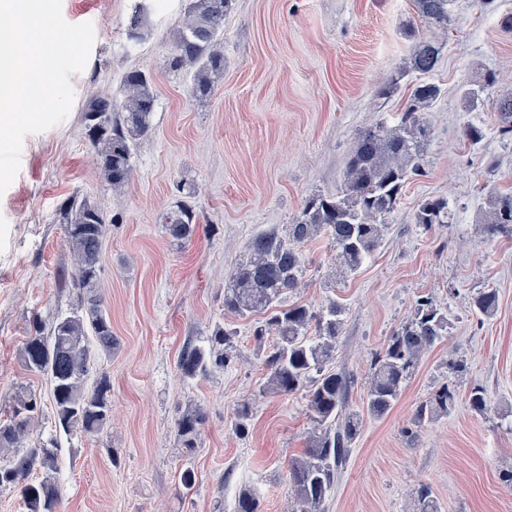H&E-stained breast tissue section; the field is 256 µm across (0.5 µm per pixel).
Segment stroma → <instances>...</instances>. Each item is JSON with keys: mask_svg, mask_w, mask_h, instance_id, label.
I'll return each instance as SVG.
<instances>
[{"mask_svg": "<svg viewBox=\"0 0 512 512\" xmlns=\"http://www.w3.org/2000/svg\"><path fill=\"white\" fill-rule=\"evenodd\" d=\"M136 0H61L71 24L92 23L87 64L71 75L68 117L26 136L19 172L0 195V418L20 384L44 403L34 433L53 427L50 386L26 375L17 352L36 326L78 307L69 286L72 259L62 209L90 199L111 222L103 240L100 283L119 345L101 365L109 376L112 424L98 438L61 436V512H234L239 490H255L263 512H295L287 464L306 448L315 424L304 393H261L266 370L252 336L255 317L224 309V290L257 233L285 232L312 194H332L358 134L393 125L415 84L441 94L424 111L430 137L426 174L411 182L381 246L354 274L342 275L326 236L303 247L305 272L283 304L345 308L332 369L353 375L349 407L362 410L376 355L410 320L419 297L447 309L448 334L422 358L401 397L361 433L325 504L326 512H411L412 493L429 485L440 512H512V235L487 236V200L512 192V135L499 132L495 102L512 96V0H451L448 27L425 23L409 0H235L224 22V73L212 94H191L192 77L164 66L183 22L185 0H145L147 32L127 36ZM442 47L428 75L403 71L413 34ZM153 81L151 132L133 149V177L116 193L102 182L80 123L86 100L117 92L126 72ZM497 83L478 109L462 88L485 71ZM484 130L469 139L470 126ZM191 183L197 230L189 242L165 231L168 210ZM448 202L447 223L414 221L418 203ZM496 289L494 315L474 297ZM236 330L228 367L186 378L178 356L215 325ZM463 363L465 372L451 370ZM456 386L450 414L416 425L419 403L442 383ZM485 390L477 415L465 399ZM249 404L247 435L233 428ZM203 408L194 452L180 448L175 421ZM195 483L184 488L181 474Z\"/></svg>", "mask_w": 512, "mask_h": 512, "instance_id": "35a3bbf8", "label": "stroma"}]
</instances>
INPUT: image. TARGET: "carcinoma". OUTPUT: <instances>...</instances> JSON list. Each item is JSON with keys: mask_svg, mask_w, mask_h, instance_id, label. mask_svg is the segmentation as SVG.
I'll list each match as a JSON object with an SVG mask.
<instances>
[{"mask_svg": "<svg viewBox=\"0 0 512 512\" xmlns=\"http://www.w3.org/2000/svg\"><path fill=\"white\" fill-rule=\"evenodd\" d=\"M418 17L439 25L450 22V0H411ZM234 0H187L184 21L178 30L173 51L166 58L171 72H193L192 95L206 98L224 73V19ZM146 12L135 7L127 25L128 36L143 38ZM440 55L437 44L427 38L414 43L408 70L420 75L434 71ZM496 84V75L487 71L478 85L463 92L465 108L475 110L484 95ZM430 82L415 85L404 111L393 126L384 124L362 131L355 141L343 182L334 194H314L304 203L300 215L288 225V235L275 230L252 237L248 257L240 263L224 291V310L236 316L262 314L253 338L267 370L261 386L264 394L289 395L305 391L315 428L303 452L289 460L288 478L298 506L297 512H325L324 504L336 487L352 445L356 442L364 416L384 417L399 399L407 381L415 373L422 356L448 329V315L429 297L417 300L415 315L390 336L366 381V415L349 408L354 378L329 368L335 359L336 339L344 325V308L334 299L320 309L305 303L279 305L288 291L300 287L303 276L304 244L327 236L336 250V262L357 271L380 245L389 219L397 210L409 181L422 175L423 148L429 127L423 110L439 95ZM155 94L151 79L142 71L127 72L120 100L96 96L83 109L82 120L88 140L97 154L99 177L114 189L126 187L133 174L132 150L152 125ZM118 117H112L113 111ZM500 131L512 134V96L502 98L497 107ZM418 224L448 223V201L428 199L418 205ZM66 242L73 259L71 286L81 295V309L59 313L49 332L38 329L27 337L19 351L22 369L31 376L47 379L54 406L55 433L36 437L30 449L21 450L40 407H28L37 392L30 385L17 388L10 416L0 422V487L21 486L27 512H59L62 495L56 481L59 470V443L56 432L67 436L95 437L112 418L111 384L107 372L99 373L88 386L90 373L101 356H112L116 338L105 310L99 283L102 239L109 221L97 206L84 199L74 200L62 212ZM165 230L177 241H189L196 231V214L179 202L167 213ZM512 231V193L490 197L485 231L489 234ZM496 290L481 292L473 300L483 316L497 307ZM236 332L215 326L200 344L189 342L181 350L178 368L187 378L206 376L213 368L227 365L226 349ZM273 344L265 346L267 337ZM457 390L443 383L417 406L414 422L421 426L450 414L457 404ZM468 408L482 414L487 402L484 388L470 387ZM205 413L201 409L183 412L175 421L180 447L191 452L198 447ZM41 479L30 480L34 472ZM414 512H439L432 489L420 485L414 492ZM235 512H262L257 494L243 489Z\"/></svg>", "mask_w": 512, "mask_h": 512, "instance_id": "obj_1", "label": "carcinoma"}]
</instances>
